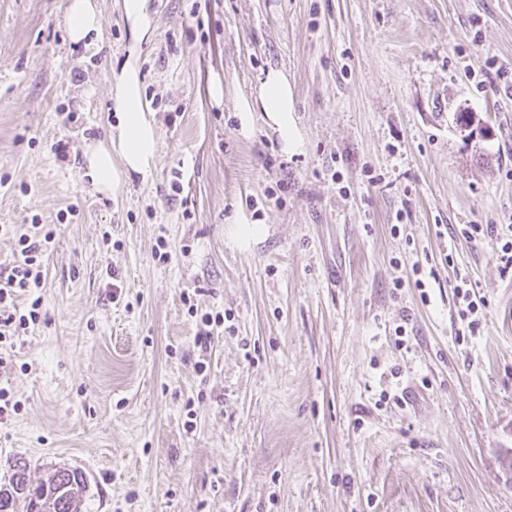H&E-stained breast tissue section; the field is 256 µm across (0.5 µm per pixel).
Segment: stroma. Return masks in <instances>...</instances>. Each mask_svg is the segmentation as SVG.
<instances>
[{
  "instance_id": "35a3bbf8",
  "label": "stroma",
  "mask_w": 512,
  "mask_h": 512,
  "mask_svg": "<svg viewBox=\"0 0 512 512\" xmlns=\"http://www.w3.org/2000/svg\"><path fill=\"white\" fill-rule=\"evenodd\" d=\"M95 2L87 47L70 0H0V272L53 234L0 477L77 470L78 512H512V0H148L142 36ZM130 59L158 150L105 195ZM272 68L290 152L240 112ZM94 0H71L66 12V25L70 39L81 42L101 28V16Z\"/></svg>"
}]
</instances>
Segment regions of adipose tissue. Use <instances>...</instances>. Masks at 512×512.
<instances>
[{"mask_svg":"<svg viewBox=\"0 0 512 512\" xmlns=\"http://www.w3.org/2000/svg\"><path fill=\"white\" fill-rule=\"evenodd\" d=\"M243 109L265 112L284 148L293 150L298 147L299 138L291 117L293 93L281 71L269 70L260 84L255 102L244 104ZM114 111L119 118L117 142H100L85 150L88 174L97 189L105 194L111 193L123 172L144 171L158 148L157 129L144 111L134 67L125 68L117 78Z\"/></svg>","mask_w":512,"mask_h":512,"instance_id":"1","label":"adipose tissue"}]
</instances>
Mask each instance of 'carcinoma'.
<instances>
[{
  "label": "carcinoma",
  "mask_w": 512,
  "mask_h": 512,
  "mask_svg": "<svg viewBox=\"0 0 512 512\" xmlns=\"http://www.w3.org/2000/svg\"><path fill=\"white\" fill-rule=\"evenodd\" d=\"M81 479V473L71 470L58 481L49 479L34 486L27 463L15 460L8 464V479L0 482V512H45L43 507L48 502L53 512H70L74 495L84 489Z\"/></svg>",
  "instance_id": "obj_1"
}]
</instances>
